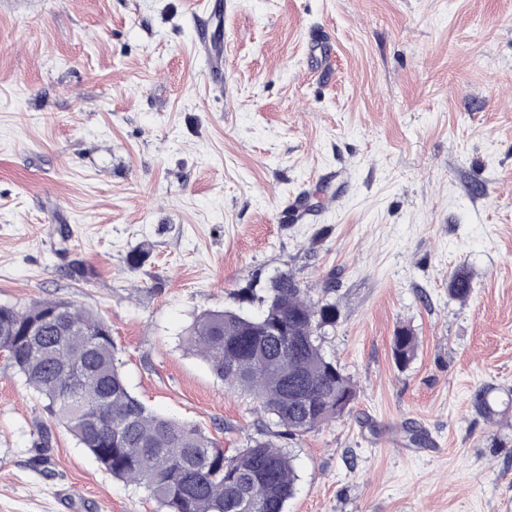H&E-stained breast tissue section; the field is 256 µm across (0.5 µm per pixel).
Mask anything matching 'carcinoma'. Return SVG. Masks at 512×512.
I'll list each match as a JSON object with an SVG mask.
<instances>
[{
  "label": "carcinoma",
  "instance_id": "obj_1",
  "mask_svg": "<svg viewBox=\"0 0 512 512\" xmlns=\"http://www.w3.org/2000/svg\"><path fill=\"white\" fill-rule=\"evenodd\" d=\"M472 281L462 268L448 278V293L464 301ZM257 317L225 309L205 312L187 330V343L224 382L246 392L261 413L300 440L348 412L356 387L321 345L336 325L334 303H319L283 273L263 293ZM0 349L63 426L112 477L144 490L163 512H285L298 479L291 452L251 438L228 455L198 425L151 410L135 396L115 362L112 327L70 302L39 301L25 310L0 305ZM415 336L393 338L396 363L415 357ZM489 390L473 402L489 417ZM112 417V436L100 426Z\"/></svg>",
  "mask_w": 512,
  "mask_h": 512
}]
</instances>
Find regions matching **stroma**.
Returning a JSON list of instances; mask_svg holds the SVG:
<instances>
[{"mask_svg": "<svg viewBox=\"0 0 512 512\" xmlns=\"http://www.w3.org/2000/svg\"><path fill=\"white\" fill-rule=\"evenodd\" d=\"M201 2L0 0V305L93 311L140 400L233 449L257 404L184 335L290 273L335 303L357 397L289 444L286 512H512V407L472 404L512 398V0ZM300 194L310 219H279ZM158 510L0 356V512ZM472 288L471 278L462 268L453 271L448 278V293L457 300H466L470 296ZM416 350L415 336L408 330H398L393 338V353L396 363L400 367H406L415 357Z\"/></svg>", "mask_w": 512, "mask_h": 512, "instance_id": "35a3bbf8", "label": "stroma"}]
</instances>
